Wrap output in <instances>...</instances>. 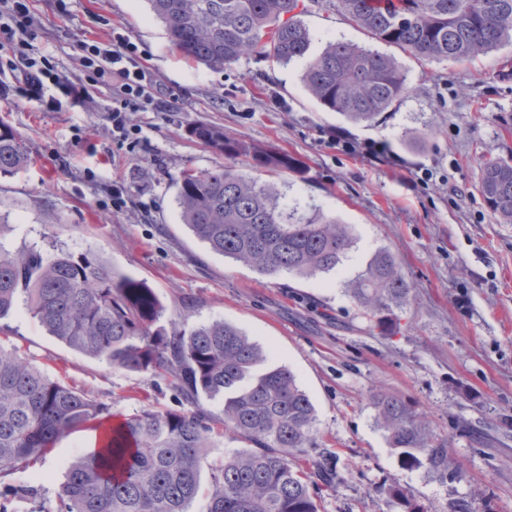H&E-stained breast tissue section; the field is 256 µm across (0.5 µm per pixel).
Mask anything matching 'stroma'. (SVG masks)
Listing matches in <instances>:
<instances>
[{
    "mask_svg": "<svg viewBox=\"0 0 512 512\" xmlns=\"http://www.w3.org/2000/svg\"><path fill=\"white\" fill-rule=\"evenodd\" d=\"M37 26L30 60L61 83L27 94L23 64L0 52V122L25 141L30 165L0 174V246H57L89 254L145 281L165 307L162 327L223 321L291 370L316 409L315 448L330 451L338 479L318 512H512V224L498 223L476 185L480 166L512 159V45L457 61H420L379 42L326 0L302 20L311 54L343 40L394 56L411 91L375 124H353L307 93L302 62L256 55L211 70L170 44L147 0H30ZM126 34L145 53L154 103L133 113L138 133L112 129V84L88 86L83 40ZM87 86L82 98L68 90ZM205 123L288 150L303 173L230 159L191 138ZM230 167L275 183L288 202L313 204L349 224L343 272L312 278L263 275L214 253L183 224L182 170ZM431 171L421 181L422 171ZM120 184L123 206L112 205ZM381 247L412 284L398 324L371 328L346 284ZM0 343L33 359L53 380L110 405L113 421L146 410H180L165 381L117 370L50 336L24 305L4 320ZM378 388L416 403L448 441L461 478L429 480L403 466L369 404ZM102 428L59 440L22 481L52 512L67 463L95 447Z\"/></svg>",
    "mask_w": 512,
    "mask_h": 512,
    "instance_id": "obj_1",
    "label": "stroma"
}]
</instances>
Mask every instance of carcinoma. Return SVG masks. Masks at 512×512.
<instances>
[{
	"label": "carcinoma",
	"instance_id": "cac0c4a2",
	"mask_svg": "<svg viewBox=\"0 0 512 512\" xmlns=\"http://www.w3.org/2000/svg\"><path fill=\"white\" fill-rule=\"evenodd\" d=\"M172 46L213 70L255 54L288 64L304 60L302 81L322 106L353 123L372 124L409 93L396 58L351 42L330 41L308 55L311 36L300 0H148ZM334 7L376 40L427 60H465L512 42V0H336ZM189 135L256 168L298 172L302 163L221 127L197 124ZM29 162L24 140L0 124V173ZM478 190L502 224H512V164L481 165ZM183 223L211 250L265 275L299 278L330 272L353 243L349 225L281 202L273 184L229 168L183 172ZM347 290L364 318L381 330L410 300L412 286L396 256L377 249ZM46 332L115 369L165 379L184 405L149 410L109 426L96 450L67 464L53 512H190L212 436L223 427L254 449L212 467L205 512H318V485L337 472L327 460L312 470L294 455L316 445L315 408L285 368L263 372L261 347L223 321L190 330L155 327L164 306L154 291L85 254L22 247L0 249V320L19 298ZM223 400L222 415L201 398ZM376 422L401 463L445 481L461 473L448 442L415 404L383 388L370 398ZM112 417L108 405L47 377L27 356L0 345V512H37L39 490L15 474L62 437Z\"/></svg>",
	"mask_w": 512,
	"mask_h": 512
}]
</instances>
